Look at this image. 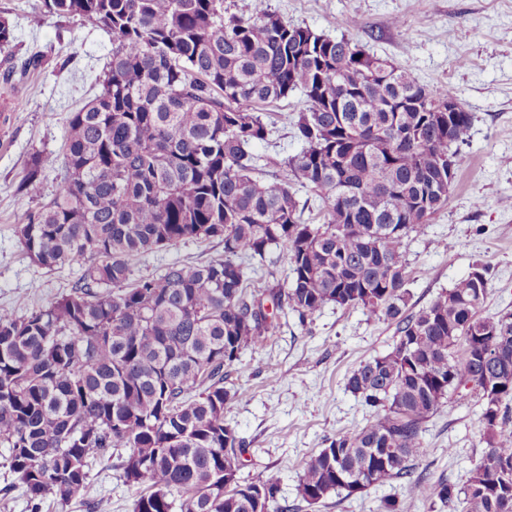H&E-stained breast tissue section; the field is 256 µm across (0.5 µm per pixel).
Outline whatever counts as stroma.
I'll return each instance as SVG.
<instances>
[{
    "mask_svg": "<svg viewBox=\"0 0 512 512\" xmlns=\"http://www.w3.org/2000/svg\"><path fill=\"white\" fill-rule=\"evenodd\" d=\"M41 0H0V15L16 27L15 46L0 51V71L20 62L35 46H52L41 70L12 83L0 82V308L26 316L68 293L82 274L80 265L48 269L25 252L16 233L25 214L42 198L19 189L33 154H41L43 196L54 193L71 111L100 90L98 78L112 53V37L79 17H46L29 23ZM284 20L332 38L364 45L406 70L420 84L455 91L473 116L468 144L460 147L459 168L447 203L423 235L409 237L408 308L427 307L443 290L467 276L473 264H487V313L512 312V0H269ZM401 27H394L393 19ZM304 107L300 95L266 105L276 125L256 155L299 151L293 122ZM224 244L187 239L142 255L134 277L162 273L174 263H201L223 257ZM395 324L358 308L327 306L306 323L280 317L279 327L261 345L242 350L224 370L232 398L224 420L246 442L240 477L270 476L290 512H379L381 499L406 502L408 512H451L442 504L410 499L405 480L390 479L357 495L330 493L307 506L297 486L309 458L337 434L364 425L373 416L345 388L350 373L392 350ZM477 400L449 397L424 425L426 452L416 461L431 479L466 485L482 458ZM126 449L91 467L84 502L62 505L47 498L42 512H133L136 487L119 478Z\"/></svg>",
    "mask_w": 512,
    "mask_h": 512,
    "instance_id": "obj_1",
    "label": "stroma"
}]
</instances>
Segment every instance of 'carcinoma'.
Segmentation results:
<instances>
[{"mask_svg":"<svg viewBox=\"0 0 512 512\" xmlns=\"http://www.w3.org/2000/svg\"><path fill=\"white\" fill-rule=\"evenodd\" d=\"M226 0H43L112 34L101 91L70 113L53 197L17 225L46 268L78 263L70 292L18 316L0 309V445L31 512L52 496L84 499L92 462L129 453L120 479L141 490L133 512H288L278 481L260 508L240 482L245 452L224 424V368L276 328L265 308L304 322L328 305L396 325L388 353L345 388L374 411L310 457L298 493L309 505L406 478L417 500L502 512L512 498V313L485 314L478 264L416 313L407 311L405 239L448 201V164L472 115L445 112L430 89L346 38L290 23L262 0L248 16ZM15 41L0 16V50ZM298 93L301 149L259 176L253 144L271 133L262 106ZM43 159L20 189L40 197ZM320 200L305 217L295 184ZM224 239V257L132 279L134 257L186 239ZM283 249L291 279L251 287L245 263ZM483 405L487 450L458 489L414 476L424 423L448 395ZM494 458L498 466L486 465Z\"/></svg>","mask_w":512,"mask_h":512,"instance_id":"obj_1","label":"carcinoma"}]
</instances>
